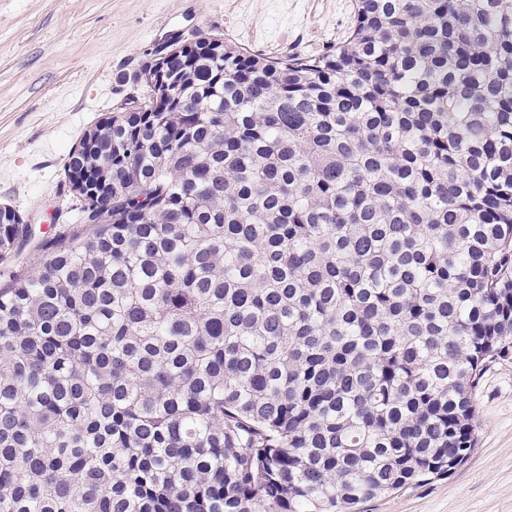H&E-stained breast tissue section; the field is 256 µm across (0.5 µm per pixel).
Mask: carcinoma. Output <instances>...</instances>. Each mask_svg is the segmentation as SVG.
Masks as SVG:
<instances>
[{
	"label": "carcinoma",
	"mask_w": 512,
	"mask_h": 512,
	"mask_svg": "<svg viewBox=\"0 0 512 512\" xmlns=\"http://www.w3.org/2000/svg\"><path fill=\"white\" fill-rule=\"evenodd\" d=\"M85 132L0 287V512H351L450 474L512 360V0L197 41ZM28 225L0 206V260Z\"/></svg>",
	"instance_id": "1"
}]
</instances>
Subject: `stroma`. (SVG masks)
I'll list each match as a JSON object with an SVG mask.
<instances>
[{"label": "stroma", "mask_w": 512, "mask_h": 512, "mask_svg": "<svg viewBox=\"0 0 512 512\" xmlns=\"http://www.w3.org/2000/svg\"><path fill=\"white\" fill-rule=\"evenodd\" d=\"M353 0H0V203L32 237L10 272L35 271L40 246L66 224L64 168L83 133L136 94L133 80L158 43L220 33L269 56L318 54L349 29ZM477 445L448 476L354 512H512V360L490 365L474 391Z\"/></svg>", "instance_id": "35a3bbf8"}]
</instances>
